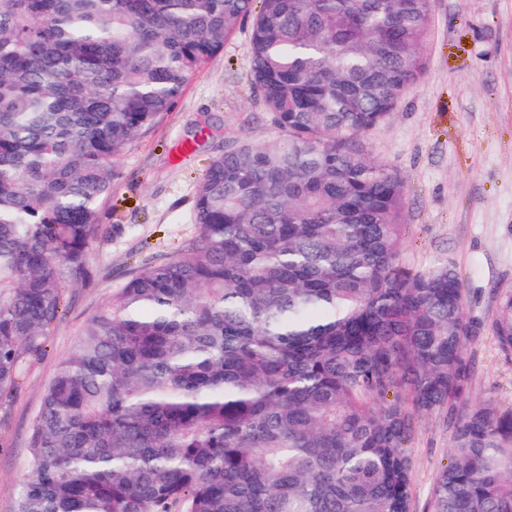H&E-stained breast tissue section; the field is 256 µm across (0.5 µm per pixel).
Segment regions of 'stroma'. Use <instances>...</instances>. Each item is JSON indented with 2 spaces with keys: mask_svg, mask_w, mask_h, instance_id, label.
Returning a JSON list of instances; mask_svg holds the SVG:
<instances>
[{
  "mask_svg": "<svg viewBox=\"0 0 512 512\" xmlns=\"http://www.w3.org/2000/svg\"><path fill=\"white\" fill-rule=\"evenodd\" d=\"M278 133L253 86L244 26L122 160L99 209L92 282L68 289L44 354L23 366L13 398L0 405V512H12L43 388L87 319L135 272L176 256L197 235L196 189L213 157ZM366 145L406 181L401 265L414 273L453 265L470 316L488 320L497 290L512 286V0H433L426 71ZM468 352L472 398L512 408V359L491 332ZM452 450L443 414L416 419L413 512H430L437 473Z\"/></svg>",
  "mask_w": 512,
  "mask_h": 512,
  "instance_id": "obj_1",
  "label": "stroma"
}]
</instances>
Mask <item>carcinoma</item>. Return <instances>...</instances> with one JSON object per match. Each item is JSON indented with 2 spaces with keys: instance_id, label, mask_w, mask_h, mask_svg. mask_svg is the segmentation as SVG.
I'll use <instances>...</instances> for the list:
<instances>
[{
  "instance_id": "1",
  "label": "carcinoma",
  "mask_w": 512,
  "mask_h": 512,
  "mask_svg": "<svg viewBox=\"0 0 512 512\" xmlns=\"http://www.w3.org/2000/svg\"><path fill=\"white\" fill-rule=\"evenodd\" d=\"M250 22L280 130L213 158L197 237L93 314L42 392L13 512H413L414 416L454 449L431 512H512V288L399 264L405 180L365 136L421 80L432 0H0V402L91 281L134 140ZM481 336L468 348L475 360L471 398H490L503 409L512 408V359L502 355L489 330Z\"/></svg>"
}]
</instances>
